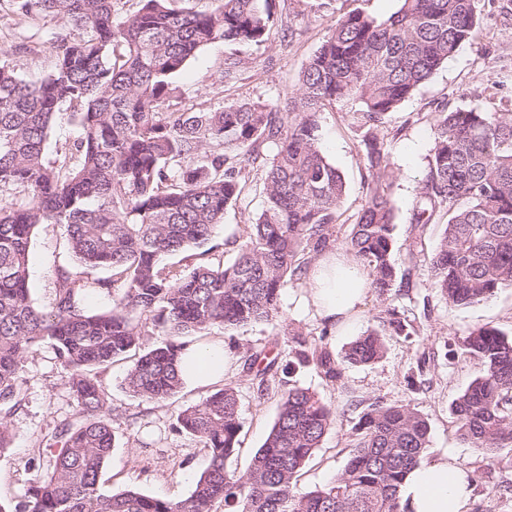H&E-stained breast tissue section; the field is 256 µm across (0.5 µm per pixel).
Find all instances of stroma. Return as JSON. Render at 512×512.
Returning a JSON list of instances; mask_svg holds the SVG:
<instances>
[{"label":"stroma","instance_id":"1","mask_svg":"<svg viewBox=\"0 0 512 512\" xmlns=\"http://www.w3.org/2000/svg\"><path fill=\"white\" fill-rule=\"evenodd\" d=\"M398 7L399 0H268L271 23L266 43L240 47L218 41L201 49L176 79L177 103L204 111L244 101L284 107L330 24L354 10L384 17ZM480 9L473 39L463 43L427 83L391 112L383 129L395 172L393 260L398 278L409 280V287L393 289L385 302L369 293L362 313L343 330L297 311L296 300L305 292L300 284L285 292L282 314L275 321L232 331L220 326L209 330L207 341H223L233 359L224 380L239 391L242 430L240 444L227 462L230 470H246L272 428L282 392L296 385L315 392L335 413L332 429L300 473V489L320 487L336 478L355 450L354 425L360 412L380 398L411 405L427 419L430 443L425 460L451 455L472 472L475 484L468 512H512V448L488 452L471 446L460 437L451 412L453 400L480 371L477 360L458 356V345L481 326L496 327L512 336V288L500 289L490 299L469 307L449 303L429 286L426 253L440 228L431 224L421 231L413 222V207L433 147L437 107L512 113V0H481ZM61 35L73 39L79 31L57 17L42 14L30 19L14 13L10 5L0 6V59L12 62L26 80L37 81L52 73L54 44ZM231 57L239 59L240 65L228 80L224 64ZM318 135L324 153L341 171L348 188L336 227L342 240L365 195V147L352 117L333 108L322 112ZM260 208L261 196L252 191L226 211L213 237L225 261L235 257L238 243L244 242ZM419 235L424 238V251L414 258L409 245ZM69 261L63 228L40 225L29 257L30 288L38 306H49L56 269ZM389 305L412 321L418 333L386 337L385 352L378 361L348 367L333 380L298 359L304 344L340 358L344 347L364 331L381 329L380 318ZM263 347L272 349L285 368L264 392L244 367L251 351ZM138 356V351H130L98 375L110 395L116 437L101 484L113 492L133 488L149 496L179 499L191 491L208 457L195 438L175 429V419L183 407L202 401L216 386H186L158 403L138 400L124 385ZM20 376L26 399L12 417L11 452L0 459V499L12 503L25 500L37 469L47 466L46 435L76 412L65 370L50 342H42L27 356Z\"/></svg>","mask_w":512,"mask_h":512}]
</instances>
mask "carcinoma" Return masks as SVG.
<instances>
[{"label": "carcinoma", "instance_id": "1", "mask_svg": "<svg viewBox=\"0 0 512 512\" xmlns=\"http://www.w3.org/2000/svg\"><path fill=\"white\" fill-rule=\"evenodd\" d=\"M26 16H61L83 30L56 50L52 74L31 82L0 61V458L11 448L10 418L26 390L24 359L49 340L67 371L76 413L55 427L57 447L32 479L26 500L0 512H404L400 488L429 446L416 409L375 401L354 429L356 449L329 484L297 489L298 473L333 424L315 393L291 387L246 471L226 468L239 442V394L226 385L176 416L175 429L197 439L208 464L177 500L100 485L115 438L110 397L97 374L162 328L171 339L147 348L125 377L130 396L162 402L179 392L184 336L216 325L233 330L270 322L286 288L307 278L314 261L338 245L346 184L317 135L321 112L353 114L366 148V193L346 250L386 300L396 287L392 259L395 178L380 133L395 111L480 22V0H400L376 18L354 11L334 21L301 71L288 111L243 102L221 109L162 111L175 79L195 53L216 41L238 46L268 39L262 0H220L211 12L141 0L131 15L119 0H11ZM77 136L61 172L45 144L63 108ZM262 163V208L234 261L211 244L224 213L246 197L243 171ZM424 228L445 220L429 259L430 287L468 307L512 287V114L455 107L437 113L434 146L414 208ZM64 228L70 265L57 269L49 308L29 287L36 227ZM197 252L189 269L165 264ZM98 270L110 273L95 278ZM90 289L112 294V309L89 311ZM382 322L417 334L396 309ZM383 333L370 330L336 361L316 347L299 352L330 378L341 367L383 356ZM482 373L452 403L461 438L492 451L512 445V338L479 327L462 342ZM249 354L248 372L269 389L276 359Z\"/></svg>", "mask_w": 512, "mask_h": 512}]
</instances>
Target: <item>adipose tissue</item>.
Masks as SVG:
<instances>
[{
  "label": "adipose tissue",
  "mask_w": 512,
  "mask_h": 512,
  "mask_svg": "<svg viewBox=\"0 0 512 512\" xmlns=\"http://www.w3.org/2000/svg\"><path fill=\"white\" fill-rule=\"evenodd\" d=\"M308 293L297 306L314 310L336 327L353 321L369 291V273L348 253L336 250L320 257L307 280ZM185 385L196 386L223 379L230 368L221 343H192L180 355ZM472 475L448 458L420 462L401 488L408 512H467Z\"/></svg>",
  "instance_id": "1"
}]
</instances>
